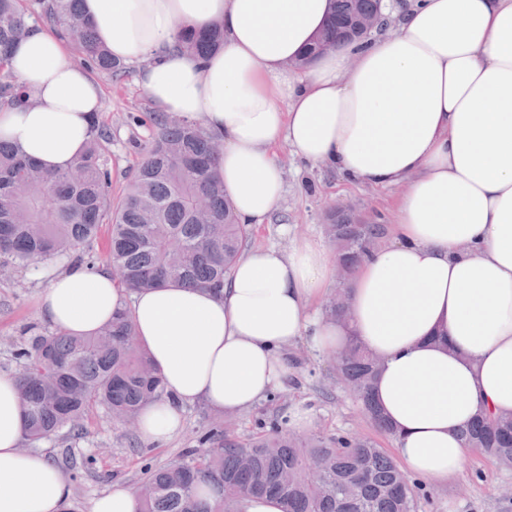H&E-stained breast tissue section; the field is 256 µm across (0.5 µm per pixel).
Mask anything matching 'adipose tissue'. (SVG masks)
Returning <instances> with one entry per match:
<instances>
[{
    "label": "adipose tissue",
    "instance_id": "adipose-tissue-1",
    "mask_svg": "<svg viewBox=\"0 0 512 512\" xmlns=\"http://www.w3.org/2000/svg\"><path fill=\"white\" fill-rule=\"evenodd\" d=\"M332 0H83L114 58L139 66L157 112L220 134L215 169L240 223L276 211L275 148L376 187L405 185L397 217L357 269L348 322L312 312L335 261L314 237L238 259L222 293L170 284L128 294L112 272H48L40 311L92 336L130 306L168 396L144 406L141 439L182 426L186 406L234 413L283 383L284 351H340L358 338L379 361L376 403L407 472L441 481L472 451L460 431L512 414V0H407L391 25L290 68L323 32ZM224 26L207 61L175 50L187 29ZM12 71L24 104L0 110V140L49 171L69 169L95 134L99 85L63 41L32 28ZM17 381L0 373V512H65L72 489L23 450Z\"/></svg>",
    "mask_w": 512,
    "mask_h": 512
}]
</instances>
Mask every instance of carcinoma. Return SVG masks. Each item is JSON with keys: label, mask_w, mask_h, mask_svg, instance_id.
Segmentation results:
<instances>
[{"label": "carcinoma", "mask_w": 512, "mask_h": 512, "mask_svg": "<svg viewBox=\"0 0 512 512\" xmlns=\"http://www.w3.org/2000/svg\"><path fill=\"white\" fill-rule=\"evenodd\" d=\"M82 2L0 0V109L23 101L10 62L16 44L40 22L53 27L84 64L113 79L124 76V64L101 43ZM354 5L372 13L377 0H335L323 36L336 37L338 22ZM223 42L224 30L214 23L185 31L177 47L204 61ZM110 145L111 136L101 129L73 167L50 172L0 141V264L21 272L51 257L74 255L82 262L100 225L110 224L107 261L129 292L169 284L221 292L250 239L249 226L237 222L213 174L221 137L190 121L155 116L151 140L116 206ZM386 231L378 217L358 224L349 214L328 213L324 233L346 271L337 282L344 295ZM342 352L337 377L372 425L395 438L373 398L377 360L354 337ZM16 356L25 368L17 380L30 444L64 428L81 434L84 416L98 405L121 423L166 395L127 310L94 336H30ZM461 437L512 467V415H484ZM198 444L182 461L147 470L137 487L140 512H237L238 502L264 494L276 496L283 512L419 509L422 484L366 436L299 434L283 415L243 436L231 425H215ZM203 483L216 492L215 504L200 495Z\"/></svg>", "instance_id": "1"}]
</instances>
